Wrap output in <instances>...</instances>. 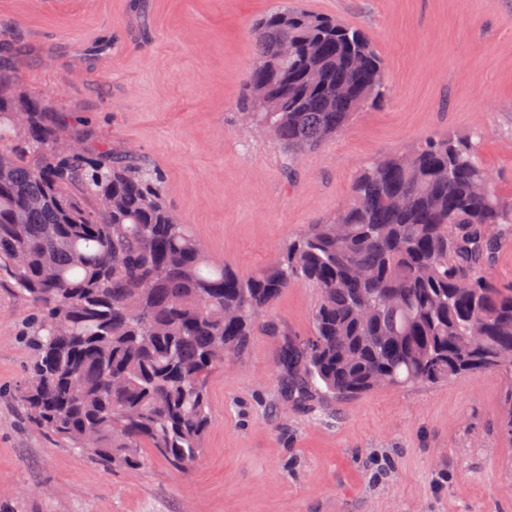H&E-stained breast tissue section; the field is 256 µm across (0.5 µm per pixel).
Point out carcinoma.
<instances>
[{
    "label": "carcinoma",
    "instance_id": "carcinoma-1",
    "mask_svg": "<svg viewBox=\"0 0 512 512\" xmlns=\"http://www.w3.org/2000/svg\"><path fill=\"white\" fill-rule=\"evenodd\" d=\"M247 119L296 154L350 119L382 59L357 29L282 7L254 29ZM288 40L294 54L279 55ZM24 112L27 123L15 124ZM60 132L74 146L57 156ZM468 139L428 140L363 171L351 201L244 276L212 261L128 152L86 146L67 111L16 92L0 64V278L31 304L19 399L56 442L114 469L147 454L191 472L208 376L243 357L288 285L319 288L312 336L281 347L286 395L332 399L498 371L512 377V288L488 275L512 204Z\"/></svg>",
    "mask_w": 512,
    "mask_h": 512
}]
</instances>
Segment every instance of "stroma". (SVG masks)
Here are the masks:
<instances>
[{
  "mask_svg": "<svg viewBox=\"0 0 512 512\" xmlns=\"http://www.w3.org/2000/svg\"><path fill=\"white\" fill-rule=\"evenodd\" d=\"M290 5L362 31L388 90L289 159L244 118L253 23ZM0 58L18 88L143 157L206 254L242 274L336 213L361 170L431 138L474 137L512 201V0H0ZM318 290L288 286L247 353L208 382L190 475L158 458L116 471L60 447L16 391L30 304L0 282V512H512L501 373L343 399L284 397L279 347L309 337Z\"/></svg>",
  "mask_w": 512,
  "mask_h": 512,
  "instance_id": "obj_1",
  "label": "stroma"
}]
</instances>
